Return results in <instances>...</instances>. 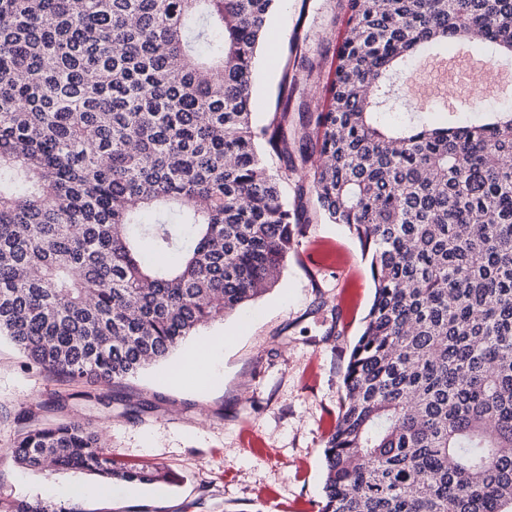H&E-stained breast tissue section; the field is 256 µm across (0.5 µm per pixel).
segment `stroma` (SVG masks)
<instances>
[{
	"label": "stroma",
	"instance_id": "stroma-1",
	"mask_svg": "<svg viewBox=\"0 0 512 512\" xmlns=\"http://www.w3.org/2000/svg\"><path fill=\"white\" fill-rule=\"evenodd\" d=\"M342 0H285L273 25L279 35L262 53L256 78V112L274 95L294 27L307 34L304 52L321 60L315 77L298 74L305 99L323 102L344 31ZM512 57L451 45L413 60L411 71L430 72L451 61L467 64ZM512 105V89L482 105L450 95L428 117L481 119ZM369 263L357 241L339 224L315 220L292 253L279 282L245 309L207 326L230 336L216 382L189 378L168 382L166 373L183 360L190 344L169 361L121 386L105 388L85 379L67 382L30 362L0 338V499L40 500L47 487L93 483V476L59 471L35 473L7 455L24 425L56 418L55 401H67V416L98 431L118 464L160 466L169 481L143 486L141 494L118 493L79 502L78 512H319L323 499L324 443L343 400V376L372 302ZM348 307L338 319L337 303ZM110 391L120 399L144 398L153 410L118 414L114 406H85L82 396Z\"/></svg>",
	"mask_w": 512,
	"mask_h": 512
}]
</instances>
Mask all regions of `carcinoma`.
Instances as JSON below:
<instances>
[{
    "label": "carcinoma",
    "mask_w": 512,
    "mask_h": 512,
    "mask_svg": "<svg viewBox=\"0 0 512 512\" xmlns=\"http://www.w3.org/2000/svg\"><path fill=\"white\" fill-rule=\"evenodd\" d=\"M72 2L0 0V336L58 377L121 384L274 287L312 217L342 224L374 297L320 512H512V113L377 121L426 47L512 53V0H344L328 104L290 112L297 70L319 67L295 35L261 123L281 0ZM269 157L301 173L293 197ZM8 454L167 480L74 419Z\"/></svg>",
    "instance_id": "carcinoma-1"
}]
</instances>
